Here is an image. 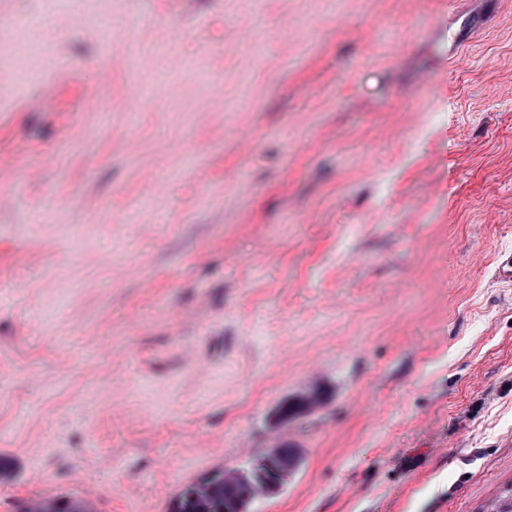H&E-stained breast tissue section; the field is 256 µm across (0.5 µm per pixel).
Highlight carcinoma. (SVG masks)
I'll return each mask as SVG.
<instances>
[{
	"mask_svg": "<svg viewBox=\"0 0 512 512\" xmlns=\"http://www.w3.org/2000/svg\"><path fill=\"white\" fill-rule=\"evenodd\" d=\"M283 459L292 461L296 467L301 464L297 449L277 445L239 469L232 468L188 485L173 499L169 512H253L257 500L279 494L288 484L279 474L278 465ZM38 508L47 512H92L87 502L61 495L15 504V512Z\"/></svg>",
	"mask_w": 512,
	"mask_h": 512,
	"instance_id": "cac0c4a2",
	"label": "carcinoma"
}]
</instances>
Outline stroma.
<instances>
[{
	"instance_id": "obj_1",
	"label": "stroma",
	"mask_w": 512,
	"mask_h": 512,
	"mask_svg": "<svg viewBox=\"0 0 512 512\" xmlns=\"http://www.w3.org/2000/svg\"><path fill=\"white\" fill-rule=\"evenodd\" d=\"M510 257L512 0H0V512H493ZM283 459L293 462V475L301 464L299 451L288 444L277 445L240 469L225 470L188 485L173 499L169 512H253L257 500L279 494L288 484L290 478H283L277 466ZM229 483L235 485V491L226 490ZM46 509L43 512H92L89 504L83 500L67 496H54L39 501H18L15 504V512H34L32 509Z\"/></svg>"
}]
</instances>
